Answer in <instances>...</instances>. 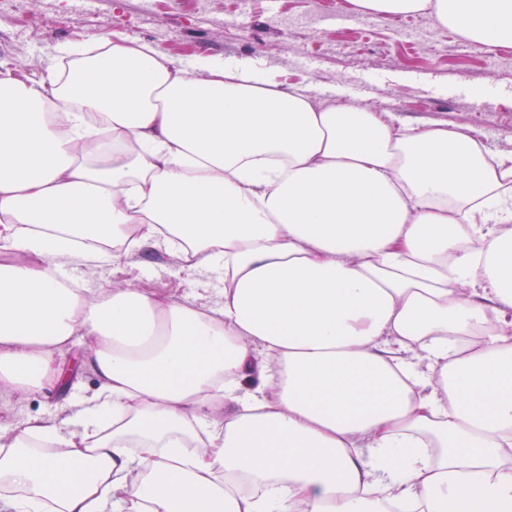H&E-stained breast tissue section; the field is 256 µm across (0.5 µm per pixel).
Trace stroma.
<instances>
[{
  "label": "stroma",
  "instance_id": "obj_1",
  "mask_svg": "<svg viewBox=\"0 0 512 512\" xmlns=\"http://www.w3.org/2000/svg\"><path fill=\"white\" fill-rule=\"evenodd\" d=\"M344 0H23L0 15V74L37 82L63 70L61 46L87 50L116 38L153 44L173 61L196 57L245 61L277 75L282 87L318 103L345 98L395 113L410 126L428 121L449 128L482 126L486 144L512 153V59L476 44L451 53L439 43L453 30L425 26L405 35L397 18L370 17L361 26L342 18ZM366 93H359L360 85ZM67 268L92 297L127 283L173 299L219 302L222 279L183 268L176 254L135 249L120 270L88 267L72 258ZM99 388L95 374L77 368L65 389L21 393L0 389V434L33 420L69 418Z\"/></svg>",
  "mask_w": 512,
  "mask_h": 512
}]
</instances>
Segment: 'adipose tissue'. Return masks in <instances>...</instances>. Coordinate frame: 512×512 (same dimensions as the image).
I'll use <instances>...</instances> for the list:
<instances>
[{"label":"adipose tissue","instance_id":"1","mask_svg":"<svg viewBox=\"0 0 512 512\" xmlns=\"http://www.w3.org/2000/svg\"><path fill=\"white\" fill-rule=\"evenodd\" d=\"M347 3L512 45V0ZM140 246L220 301L64 287ZM0 248V388L77 336L100 381L0 437V512H512V156L469 131L115 40L0 78Z\"/></svg>","mask_w":512,"mask_h":512}]
</instances>
